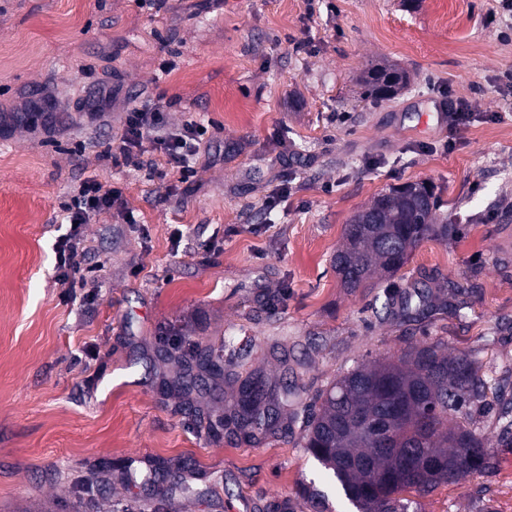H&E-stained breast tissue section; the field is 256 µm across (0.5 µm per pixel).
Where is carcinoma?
<instances>
[{"instance_id":"1","label":"carcinoma","mask_w":512,"mask_h":512,"mask_svg":"<svg viewBox=\"0 0 512 512\" xmlns=\"http://www.w3.org/2000/svg\"><path fill=\"white\" fill-rule=\"evenodd\" d=\"M407 83L391 66H371L361 79L363 96L384 100ZM421 183L379 193L346 225L344 244L333 267L343 287L363 288L377 272L396 275L425 238H446L454 224L436 223L435 200ZM196 348L181 356L178 379L221 377L235 367L232 351ZM504 379L490 387L478 362L465 352L452 354L436 339L406 349L396 360L362 364L341 374L315 399V408L292 413L301 420L304 448L357 512H417L407 493L424 495L468 477L469 458L477 472L493 468L494 454L476 430L474 413L496 411L500 442L512 446V397ZM299 393L285 387L278 399L260 382L242 381L223 416L246 439H257L278 423L281 409L299 405Z\"/></svg>"}]
</instances>
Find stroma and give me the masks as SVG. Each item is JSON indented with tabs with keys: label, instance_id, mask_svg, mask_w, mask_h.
<instances>
[{
	"label": "stroma",
	"instance_id": "35a3bbf8",
	"mask_svg": "<svg viewBox=\"0 0 512 512\" xmlns=\"http://www.w3.org/2000/svg\"><path fill=\"white\" fill-rule=\"evenodd\" d=\"M371 63L407 87L362 100ZM114 83L111 110L89 117ZM49 93L50 132L25 110ZM157 101L167 128L209 129L189 179L150 148L111 157L126 110ZM458 102L472 118L453 136L435 115ZM86 178L124 201L82 228L90 301L67 299L55 269ZM409 181L458 232L348 291L332 266L346 224ZM433 276L462 288L458 307L385 312ZM439 338L489 383L512 375V17L498 0H0V512H316L300 423L283 412L256 443L200 428L237 384L183 393L176 355L248 346L240 377L309 405L347 369ZM476 426L492 472L419 512H512V447L495 415ZM162 461L192 496L127 480Z\"/></svg>",
	"mask_w": 512,
	"mask_h": 512
}]
</instances>
